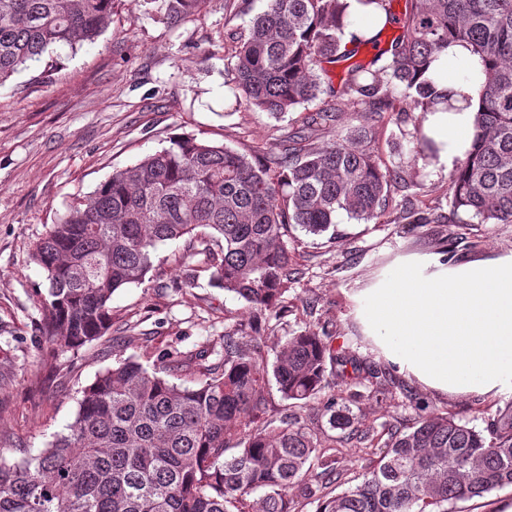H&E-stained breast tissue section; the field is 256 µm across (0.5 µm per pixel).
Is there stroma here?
<instances>
[{"label": "stroma", "instance_id": "35a3bbf8", "mask_svg": "<svg viewBox=\"0 0 512 512\" xmlns=\"http://www.w3.org/2000/svg\"><path fill=\"white\" fill-rule=\"evenodd\" d=\"M267 0H206L198 18L170 23L164 0H117L112 22L95 43L53 64H38L0 85V457L14 462L37 454L73 422L77 391L111 366L116 355L142 350L224 353L225 325H241L248 344L274 360L276 343L312 329L328 334L335 350L376 362L353 315L352 296L364 281L398 256L419 252L480 256L512 250V224L450 222L398 224L394 210L406 191L448 211L449 176L429 164H410L411 134L420 113L393 115L376 148L387 166H403L406 187L392 189L390 210L379 223L336 216L335 235L288 234L295 279L289 310L257 323L243 300L210 285L204 256L183 260L185 240L159 246L144 282L117 290L113 327L78 353L52 362L38 354L44 325L39 292L45 273L30 256L33 244L76 199L89 195L113 169L136 164L190 134L242 153L266 150L300 120V112L275 118L248 105L224 110L231 74L229 57L248 21ZM412 388L428 410L481 426L483 413L512 396L458 397ZM325 388L307 407L282 398L266 384L265 418L280 425L298 419L333 447L342 487L357 484L381 451L363 447L359 431L411 430L419 411L400 388L385 396L363 390L351 406L353 429L331 428Z\"/></svg>", "mask_w": 512, "mask_h": 512}]
</instances>
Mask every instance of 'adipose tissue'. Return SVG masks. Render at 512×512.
Wrapping results in <instances>:
<instances>
[{
    "label": "adipose tissue",
    "instance_id": "adipose-tissue-1",
    "mask_svg": "<svg viewBox=\"0 0 512 512\" xmlns=\"http://www.w3.org/2000/svg\"><path fill=\"white\" fill-rule=\"evenodd\" d=\"M460 110L422 122L451 171L472 148L481 57L461 43L439 53L425 74ZM354 317L373 349L399 372L452 395H512V251L446 260L429 253L396 258L354 295Z\"/></svg>",
    "mask_w": 512,
    "mask_h": 512
}]
</instances>
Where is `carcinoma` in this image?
Masks as SVG:
<instances>
[{
	"label": "carcinoma",
	"instance_id": "1",
	"mask_svg": "<svg viewBox=\"0 0 512 512\" xmlns=\"http://www.w3.org/2000/svg\"><path fill=\"white\" fill-rule=\"evenodd\" d=\"M384 11L402 33L387 57L352 64L340 78L336 110L305 115L262 160L194 135L137 164L116 169L70 206L31 251L45 272L40 294L44 358L77 352L112 328V296L140 284L159 246L194 238L212 269L210 281L261 315L286 310L293 277L284 236L292 225L321 236L336 214L378 219L400 166L382 168L374 143L388 112H448L451 99L421 81L448 42L479 54L486 81L479 91L472 149L451 174L445 215L407 198L394 221L405 224L512 223V0H357ZM205 0H168L178 23L200 14ZM115 0H0V84L59 48L76 51L108 28ZM348 0H268L231 54L234 105L281 116L319 98L325 65L341 50ZM361 124L322 146L343 108ZM413 160L434 158L415 129ZM240 329H224L220 362L197 368L177 351L154 355L156 368L124 359L98 374L68 432L38 454L12 464L0 457V512H299L315 491L306 482L321 466L316 512H460L459 504L512 488V402L483 418L482 428L428 413L410 432H387L377 465L341 492L336 461L320 455L318 438L299 425L262 420L263 387L273 376L283 399L307 404L336 368L326 410L333 428L351 427L352 388L389 393L392 377L332 348L306 330L279 346L273 364L259 345L246 350ZM244 432L237 453L227 437Z\"/></svg>",
	"mask_w": 512,
	"mask_h": 512
}]
</instances>
